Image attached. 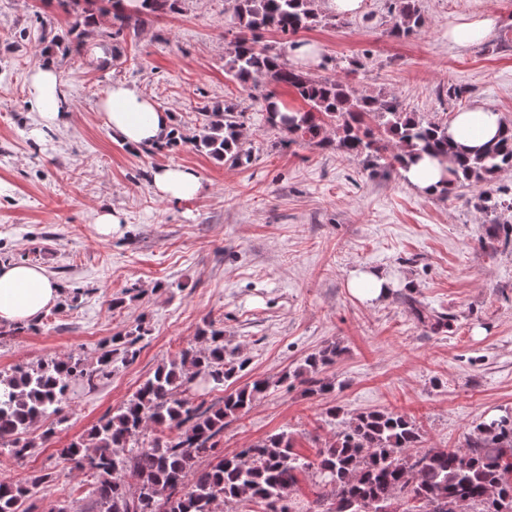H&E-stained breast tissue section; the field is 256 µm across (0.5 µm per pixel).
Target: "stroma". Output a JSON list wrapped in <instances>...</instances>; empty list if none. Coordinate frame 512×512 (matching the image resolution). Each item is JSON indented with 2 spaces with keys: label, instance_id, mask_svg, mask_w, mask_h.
I'll use <instances>...</instances> for the list:
<instances>
[{
  "label": "stroma",
  "instance_id": "1",
  "mask_svg": "<svg viewBox=\"0 0 512 512\" xmlns=\"http://www.w3.org/2000/svg\"><path fill=\"white\" fill-rule=\"evenodd\" d=\"M426 24L405 40L383 36L388 0H364L349 26H318L299 40L317 45L316 78L352 83L411 112L446 121L484 104L512 121V0H422ZM491 9L499 23L484 41H448L458 16ZM69 37L52 0H0V261L42 266L72 305L51 306L35 328L0 336V370L70 354L94 363L112 336L147 329L134 362L117 365L96 388L75 386L51 439L26 457L0 448V480L51 471L58 449L116 410L156 367L197 345L206 327L246 359L240 382L272 386L224 428L218 448L232 455L281 432L315 459L341 420L373 410L405 415L428 448H461L482 421L512 410V246L489 239V216L472 201L481 185L446 199L416 193L400 171L370 175L363 159L303 142L285 144L262 109L264 86L243 91L224 73V0H181L151 17L136 37L112 40L109 18L81 56H54L72 109L69 125L30 135L37 114L27 76L43 62L40 20ZM357 60L358 74L343 64ZM116 83L138 86L173 113L188 134L201 105L245 113L249 165L213 160L192 145L132 151L107 128L98 104ZM452 88L462 99L449 98ZM196 171L192 198L155 195V169ZM119 213L111 236L99 211ZM372 268L396 279L384 301L366 304L347 286ZM447 313L450 330L416 322L402 296ZM123 305L112 308L111 300ZM335 344L343 353L326 376L337 387L308 394L284 382L307 355ZM87 477L64 471L37 487L31 512L81 497Z\"/></svg>",
  "mask_w": 512,
  "mask_h": 512
}]
</instances>
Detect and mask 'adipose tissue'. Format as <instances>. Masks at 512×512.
Returning a JSON list of instances; mask_svg holds the SVG:
<instances>
[{
  "label": "adipose tissue",
  "instance_id": "1",
  "mask_svg": "<svg viewBox=\"0 0 512 512\" xmlns=\"http://www.w3.org/2000/svg\"><path fill=\"white\" fill-rule=\"evenodd\" d=\"M497 21V15L490 11L460 16L449 23L448 39L457 47L468 48L484 40ZM28 97L38 115L31 131L34 138L68 124L70 104L53 66H41L29 76ZM99 109L113 136L132 148L164 142L173 125L171 112L126 83L113 85L101 99ZM506 124L500 112L478 105L453 116L448 124V137L456 146L473 152L496 137ZM449 166V161L426 157L403 168L401 175L421 195L435 196L444 187ZM153 187L160 197L182 200L197 195L201 181L194 171L171 165L154 171ZM60 296L59 284L43 267L25 262L0 263V324L37 321Z\"/></svg>",
  "mask_w": 512,
  "mask_h": 512
}]
</instances>
